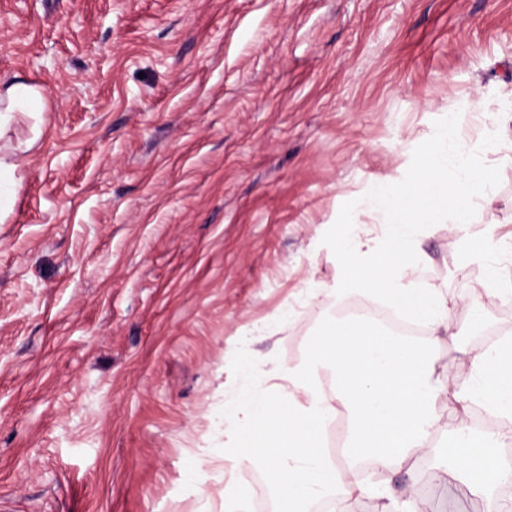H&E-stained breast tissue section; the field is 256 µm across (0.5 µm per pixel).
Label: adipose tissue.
<instances>
[{
  "mask_svg": "<svg viewBox=\"0 0 512 512\" xmlns=\"http://www.w3.org/2000/svg\"><path fill=\"white\" fill-rule=\"evenodd\" d=\"M44 108L37 86L14 79L0 93V136L17 115L38 119ZM464 120V113H449L432 147L429 215L407 210V188L397 179L347 214L339 239L344 272L330 290L339 300L381 296L426 325L429 339L412 344L369 319L333 320L306 361L269 371L264 389H252L245 371L227 380L234 395L223 419L224 453L261 469L276 512H313L318 502L338 505L353 494L374 501V512H428L414 494L391 498L356 470L363 460L399 469L426 453L439 478L461 480L472 494L489 499V512H512L511 498H489L492 490L512 485V462L501 454L512 446V338L467 353L465 368H435L434 339L448 333V294L415 273L418 228L427 216L468 223L474 198L493 192L461 139ZM364 214L384 224L386 234L366 230ZM450 399L463 413L448 433L439 423ZM340 411L348 424L341 465L323 451Z\"/></svg>",
  "mask_w": 512,
  "mask_h": 512,
  "instance_id": "obj_1",
  "label": "adipose tissue"
}]
</instances>
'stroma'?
<instances>
[{
    "mask_svg": "<svg viewBox=\"0 0 512 512\" xmlns=\"http://www.w3.org/2000/svg\"><path fill=\"white\" fill-rule=\"evenodd\" d=\"M44 134L0 139V512H258L226 462L228 374L301 364L342 275L333 226L386 179L417 188L449 111L494 193L423 225L417 273L461 297L512 281V0H0V83ZM448 311L439 364L488 333ZM433 512H484L423 462L381 471ZM0 103L5 105L0 109V139L3 138L5 130L16 119L18 113L37 120L33 140L39 137L45 103L37 86L15 78L6 86L5 91L0 93Z\"/></svg>",
    "mask_w": 512,
    "mask_h": 512,
    "instance_id": "1",
    "label": "stroma"
}]
</instances>
